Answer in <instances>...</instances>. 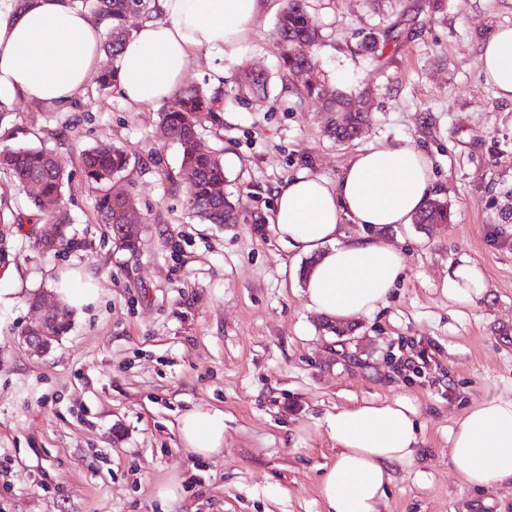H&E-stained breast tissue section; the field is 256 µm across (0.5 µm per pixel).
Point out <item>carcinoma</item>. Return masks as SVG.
<instances>
[{
	"label": "carcinoma",
	"instance_id": "carcinoma-1",
	"mask_svg": "<svg viewBox=\"0 0 512 512\" xmlns=\"http://www.w3.org/2000/svg\"><path fill=\"white\" fill-rule=\"evenodd\" d=\"M92 3L95 13L110 21L104 48L117 55L129 36L124 22L128 14L147 8V0H74L75 7L83 9ZM278 18L282 38V57L288 71L296 76L313 68L317 59L313 47L319 31L307 11L306 0H284ZM269 78L264 69L255 66L237 77L235 99L264 98L268 94ZM303 94L322 100L328 117L327 136L338 142L352 141L362 135L371 124L369 112L348 109L350 95L326 86L304 81ZM218 97L200 87L182 89L168 102L159 115V130L165 140L179 149V178L187 188L189 210L206 224L237 223L238 202L224 194V159L215 150L201 144L204 123L221 122ZM131 158L122 149L90 148L82 152L81 167L84 177L97 186L99 194L96 210L100 221L109 226L111 234L120 231L123 212L136 206L134 197L125 194L119 198L106 186L122 177L129 169ZM0 173L8 176L24 189L33 182L39 184V193L28 196V213L16 216L14 223L54 220L66 223L57 206L63 202L65 183L69 179L56 163L52 151L45 147L5 148L0 150ZM450 221L448 204L430 199L416 216L417 224H446Z\"/></svg>",
	"mask_w": 512,
	"mask_h": 512
}]
</instances>
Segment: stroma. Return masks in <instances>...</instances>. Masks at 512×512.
<instances>
[{
    "mask_svg": "<svg viewBox=\"0 0 512 512\" xmlns=\"http://www.w3.org/2000/svg\"><path fill=\"white\" fill-rule=\"evenodd\" d=\"M321 40L317 81L364 96L374 115L346 144L324 133L322 103L286 72L268 0L234 63L191 61L186 85L230 90L263 66L266 99L227 100L202 130L224 157L238 223L192 217L175 176L160 108L129 106L90 80L67 107L0 93L9 113L0 148L46 147L69 173L64 206L81 248L43 255L45 222L16 225L27 196L0 174V512H323L318 485L336 446L325 420L364 399H411L420 434L413 464L393 467L378 512H512V484L472 487L448 463L450 434L472 403L512 399V102L478 67L483 42L512 26V0H307ZM374 34L387 47L364 51ZM413 140L428 156L446 224L384 233L405 268L385 306L337 335L307 311L303 261L268 218L275 192L301 172L336 181L368 144ZM117 146L131 157L114 184L142 217L137 251L114 250L80 155ZM481 295L451 293L463 260ZM64 276L87 279L92 303L44 353L21 340L38 317L28 297L55 302ZM224 412V449L183 448L179 417ZM177 488L176 500L160 488Z\"/></svg>",
    "mask_w": 512,
    "mask_h": 512,
    "instance_id": "1",
    "label": "stroma"
}]
</instances>
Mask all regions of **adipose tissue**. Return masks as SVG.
Returning a JSON list of instances; mask_svg holds the SVG:
<instances>
[{
    "instance_id": "1",
    "label": "adipose tissue",
    "mask_w": 512,
    "mask_h": 512,
    "mask_svg": "<svg viewBox=\"0 0 512 512\" xmlns=\"http://www.w3.org/2000/svg\"><path fill=\"white\" fill-rule=\"evenodd\" d=\"M157 19L124 41L116 86L132 106L163 104L183 85L188 65L205 54L232 62L251 35L265 0H154ZM106 25L72 0H21L0 12V91L64 107L100 67ZM478 64L498 98L512 101V26L482 45ZM432 172L411 142L358 150L336 182L307 173L285 179L268 219L278 239L308 257L302 272L305 306L335 322L383 306L404 269L403 254L384 230L413 223L430 197ZM361 226L345 237L343 220ZM406 398L367 400L336 412L326 429L337 448L320 483L324 512H377L390 468L415 458L420 427ZM179 437L202 457L224 449L221 409L182 415ZM449 463L466 481L494 489L512 480V400L474 402L450 436Z\"/></svg>"
}]
</instances>
